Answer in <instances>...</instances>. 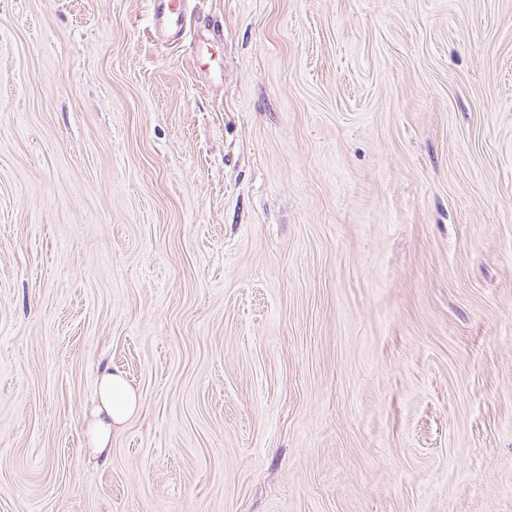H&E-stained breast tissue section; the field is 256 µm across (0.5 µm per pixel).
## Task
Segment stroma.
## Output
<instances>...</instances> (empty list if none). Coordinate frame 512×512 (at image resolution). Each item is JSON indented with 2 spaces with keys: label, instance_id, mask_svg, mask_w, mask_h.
Returning a JSON list of instances; mask_svg holds the SVG:
<instances>
[{
  "label": "stroma",
  "instance_id": "stroma-1",
  "mask_svg": "<svg viewBox=\"0 0 512 512\" xmlns=\"http://www.w3.org/2000/svg\"><path fill=\"white\" fill-rule=\"evenodd\" d=\"M0 512H512V0H0ZM156 25L165 31L175 30L179 35L185 22L183 0H151ZM91 444L95 455L108 453L112 428L120 426L141 408V400L118 372L105 368L95 389Z\"/></svg>",
  "mask_w": 512,
  "mask_h": 512
}]
</instances>
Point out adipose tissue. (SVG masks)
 <instances>
[{
    "instance_id": "ef3b65f1",
    "label": "adipose tissue",
    "mask_w": 512,
    "mask_h": 512,
    "mask_svg": "<svg viewBox=\"0 0 512 512\" xmlns=\"http://www.w3.org/2000/svg\"><path fill=\"white\" fill-rule=\"evenodd\" d=\"M95 399L91 444L93 453L99 455L108 452L113 427L135 414L141 407V400L120 373L108 368L99 376Z\"/></svg>"
}]
</instances>
